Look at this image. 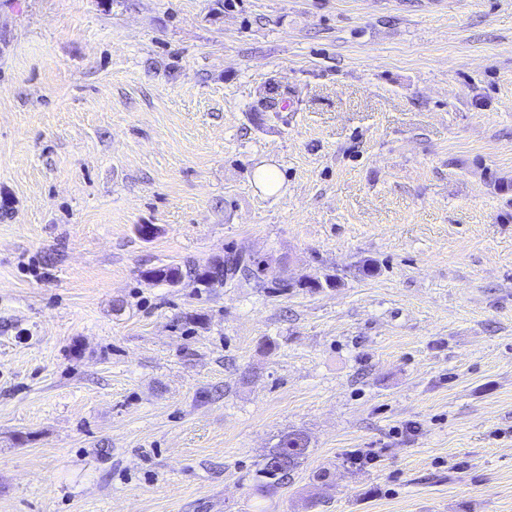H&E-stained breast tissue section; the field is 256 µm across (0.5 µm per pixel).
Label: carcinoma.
I'll return each instance as SVG.
<instances>
[{
    "mask_svg": "<svg viewBox=\"0 0 512 512\" xmlns=\"http://www.w3.org/2000/svg\"><path fill=\"white\" fill-rule=\"evenodd\" d=\"M239 258L226 256L215 258L198 275L197 281L206 288L216 284L225 285L236 277V273L248 275L243 269H238ZM150 278L175 285L182 280V271L175 265L162 266L147 271ZM310 441L301 430H292L280 437L276 445L265 455L255 472V490L265 497L275 491L278 486L298 469L309 454Z\"/></svg>",
    "mask_w": 512,
    "mask_h": 512,
    "instance_id": "cac0c4a2",
    "label": "carcinoma"
}]
</instances>
